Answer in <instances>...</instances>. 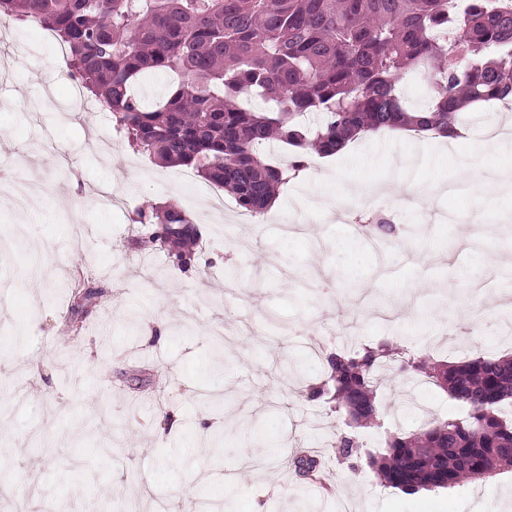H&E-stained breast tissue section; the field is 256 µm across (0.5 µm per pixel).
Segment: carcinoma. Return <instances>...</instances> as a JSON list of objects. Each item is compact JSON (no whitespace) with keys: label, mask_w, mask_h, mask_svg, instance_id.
I'll use <instances>...</instances> for the list:
<instances>
[{"label":"carcinoma","mask_w":512,"mask_h":512,"mask_svg":"<svg viewBox=\"0 0 512 512\" xmlns=\"http://www.w3.org/2000/svg\"><path fill=\"white\" fill-rule=\"evenodd\" d=\"M34 20L66 51L64 63L114 115L129 144L165 167H187L224 189L238 209L261 214L307 168L314 151L332 156L381 131L448 135L465 108L512 101V0H0V14ZM177 83L148 106L147 74ZM408 73L430 86L424 105L406 106ZM252 101L263 104L260 109ZM292 153L282 167L261 149ZM148 243L182 270L204 230L176 200L138 213ZM422 375L465 413L394 435L366 453L386 487L405 494L483 480L512 467V355L439 363L381 341L327 357L325 398L356 427L378 425V376L389 367ZM335 458L360 453L355 435ZM294 465L314 479L319 461Z\"/></svg>","instance_id":"cac0c4a2"}]
</instances>
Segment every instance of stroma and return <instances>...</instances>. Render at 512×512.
Instances as JSON below:
<instances>
[{"label": "stroma", "instance_id": "1", "mask_svg": "<svg viewBox=\"0 0 512 512\" xmlns=\"http://www.w3.org/2000/svg\"><path fill=\"white\" fill-rule=\"evenodd\" d=\"M71 99L56 44L32 23L0 22V170L26 160L47 188L25 210L0 191V396L11 403L0 416V512H99L105 499L121 512L143 495L151 512H512V468L407 495L381 485L365 458L338 463L328 449L346 416L307 396L326 353L359 343L444 361L512 354L496 301L512 292V268L488 269L465 243L486 223L488 251L512 248V191L481 192L465 177L512 161L497 106L473 107L468 138L451 145L394 131L311 156L251 220L231 204L213 210L200 176L134 151L107 109L69 119ZM107 189L127 207L105 204ZM367 197L398 230L381 245L353 220ZM169 198L208 229L187 271L145 244L137 222ZM477 209L479 225L468 221ZM286 220L303 234H285ZM458 269L484 290L440 291ZM80 276L103 293L76 325ZM154 318L159 342L147 338ZM219 330L236 342L217 370ZM380 379L381 424L357 431L365 449L421 429L423 411L461 410L398 365ZM209 392L223 393L220 407L202 405ZM216 425L220 446L201 444ZM108 441L120 454H102ZM300 454L321 458L323 484L295 473Z\"/></svg>", "mask_w": 512, "mask_h": 512}]
</instances>
